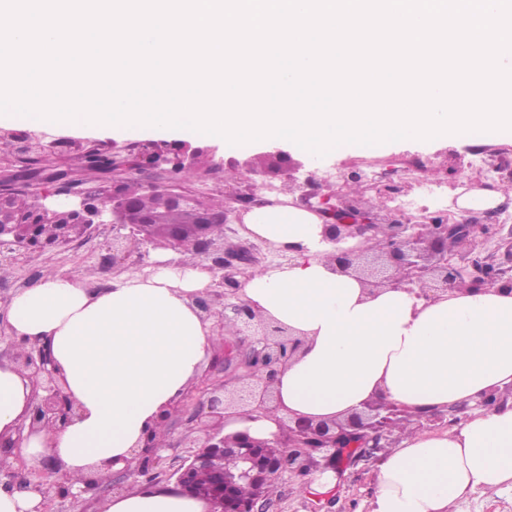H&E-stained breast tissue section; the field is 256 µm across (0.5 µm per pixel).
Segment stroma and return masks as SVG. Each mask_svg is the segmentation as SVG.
Masks as SVG:
<instances>
[{"mask_svg":"<svg viewBox=\"0 0 512 512\" xmlns=\"http://www.w3.org/2000/svg\"><path fill=\"white\" fill-rule=\"evenodd\" d=\"M160 139L174 143L180 136L153 131L128 135L118 130L88 131L2 123L0 180L25 168L38 169L43 175L40 191L51 193L58 187L52 179L53 173L66 170L71 174L74 190L92 191L96 185L87 181L82 168L85 152L93 149L108 157L122 158L137 154L145 144ZM199 145L205 149L206 157L196 176L186 181L185 186L204 196L224 191V172L217 169V162L244 159L266 149L261 141L230 148L203 139ZM478 154L486 162L499 166V173L493 176L496 183H505L512 177V132L479 143L471 139L397 141L371 150L350 146L313 158L309 169L325 193L335 190L336 170L340 167L393 180L405 186L406 211L418 218L426 209L449 208L455 197L470 190V181L476 176L471 162ZM111 241L112 227L103 224L89 237L39 253L25 254L8 264L6 272L0 274V334L7 329L5 317L13 298L38 283L47 272L75 273L90 287H111L113 280L122 274L121 269L112 267L106 260ZM387 455V450L382 449L358 461L339 473L333 488L324 493L304 488L302 482L296 480L280 482L268 512H371L374 476Z\"/></svg>","mask_w":512,"mask_h":512,"instance_id":"35a3bbf8","label":"stroma"}]
</instances>
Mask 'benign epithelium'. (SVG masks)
<instances>
[{
  "label": "benign epithelium",
  "instance_id": "benign-epithelium-1",
  "mask_svg": "<svg viewBox=\"0 0 512 512\" xmlns=\"http://www.w3.org/2000/svg\"><path fill=\"white\" fill-rule=\"evenodd\" d=\"M261 155H274L288 160V181L301 191L300 201L324 219L322 241L329 246L327 257L337 271L359 279L366 290L374 294L383 289H400L426 301L446 296L452 298L463 291H491L512 293V267L505 270L493 256L485 254L487 240L493 231L501 230L500 222L483 224L474 212L462 210L454 214L437 210L425 220L417 222L399 209H390L386 202L404 192V187L388 183L378 189L379 206L373 208L360 202L346 191L349 183L361 181L354 170L342 174V185L327 194L317 191L311 178L295 182L293 173L305 162L293 157L290 151L271 146ZM198 156L197 150L186 145L177 157L170 159L157 154V143L147 146L137 156L115 161L108 185L112 190V213L96 211L89 204V194L71 191L68 173L58 172L54 181L60 183L57 194L68 199L59 201L50 194L34 193L42 212L49 215L70 214L74 223L60 226L58 237L51 243L34 242L32 224H0V264L11 263L18 256L50 247L69 244L86 237L100 224L112 225V266L130 260L133 249L140 244L155 241L154 221L151 216L137 214L123 197L124 181L148 167L168 171V166L190 168ZM232 169L240 180L224 196V212L202 213L198 195L177 192L170 182L144 181V187L158 192L166 203L188 208L193 223L188 227L171 228L165 244L175 250L191 249L210 261L214 287L224 289L222 308L213 307L203 295L194 298L202 317L215 320L222 329L227 323L236 326L235 338L226 341L224 351L215 358L213 372L222 375L217 388H205L194 402L188 423L207 419L204 438L195 451L175 472L176 486L191 495L195 483L206 477L212 485L209 501L212 512H267L269 498L265 488L289 475L306 479L317 469L338 471L388 447L387 440L395 423L406 409L375 398L364 410L353 412L342 420H321L307 416L283 419L277 416L273 386L287 360L303 346V341L290 329L277 325L258 314L238 297L245 269L257 262L252 248L242 244H226L213 235V225L231 224L242 213L264 201L254 194L252 186L262 176L253 158L233 160ZM457 256L470 263L472 272L450 262ZM12 362L30 373L41 390L36 395L28 416V424L18 428L17 438H0V451L17 448L31 435L52 425L64 428L76 413V406L65 391L60 373L47 350L33 346L23 354H12ZM476 407L486 411L504 407V398L494 390L476 400ZM272 417L279 432L269 441L254 438L246 432L224 433V422L232 417ZM170 447L168 435L145 437L140 445L144 467L159 462V452ZM273 448H287L288 454L271 452ZM216 456L235 463L222 473L210 470ZM246 483L255 494L248 501L237 497V488ZM3 489H27L31 481L14 470L0 474Z\"/></svg>",
  "mask_w": 512,
  "mask_h": 512
}]
</instances>
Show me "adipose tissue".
I'll return each instance as SVG.
<instances>
[{
    "label": "adipose tissue",
    "instance_id": "ef3b65f1",
    "mask_svg": "<svg viewBox=\"0 0 512 512\" xmlns=\"http://www.w3.org/2000/svg\"><path fill=\"white\" fill-rule=\"evenodd\" d=\"M242 222L252 237L305 248L292 264L254 271L242 291L254 310L305 341L274 385L284 410L336 419L379 395L411 410H445L512 388V295L463 292L429 304L402 290L372 297L321 258L317 214L274 204ZM211 280L193 264L161 265L128 272L106 290L48 274L18 293L9 341L18 352L35 344L50 352L78 411L64 429L30 435L15 456L59 461L76 490L92 474L134 472L161 410L181 400L223 340L193 302ZM33 394L26 374L0 362V436L14 437ZM507 483L512 408L478 410L450 430L406 434L377 472L372 512H453L465 492ZM209 508L176 486L144 482L112 495L105 512Z\"/></svg>",
    "mask_w": 512,
    "mask_h": 512
}]
</instances>
